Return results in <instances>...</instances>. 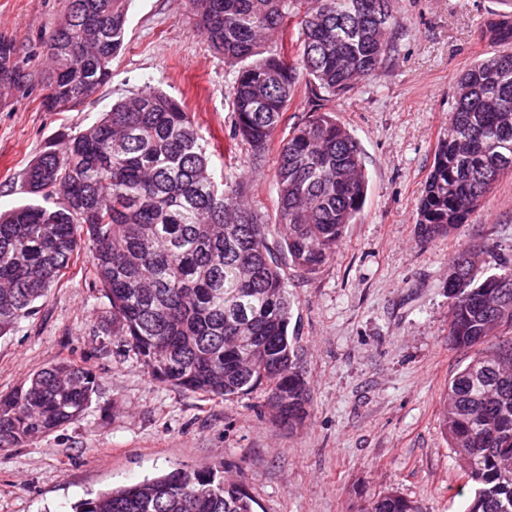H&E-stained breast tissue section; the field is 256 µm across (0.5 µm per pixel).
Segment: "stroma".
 Here are the masks:
<instances>
[{"label": "stroma", "instance_id": "35a3bbf8", "mask_svg": "<svg viewBox=\"0 0 512 512\" xmlns=\"http://www.w3.org/2000/svg\"><path fill=\"white\" fill-rule=\"evenodd\" d=\"M511 8L507 0H392L399 28L390 57L330 104L363 151L365 205L335 255L306 274L281 245L275 178L281 139L308 116L303 88L254 156L229 138L233 74L187 0H130L111 80L85 107L50 112L42 106L45 42L65 0H0V36L17 43L27 74L25 86L0 89V212L26 200L25 172L59 134L78 132L131 93L162 89L213 143L215 175L244 181L249 207L271 226L311 390L309 415L292 430L273 420L264 391L224 401L154 380L101 323L108 301L86 282L81 256L0 335V395L62 359L91 369L98 388L79 419L0 449V512H71L100 491L218 463L225 479L246 476L256 512H363L390 490L423 512H464L466 478L441 406L473 353L448 344V264L472 244L512 259V174L449 236L421 240L416 204L457 78L495 51L480 29Z\"/></svg>", "mask_w": 512, "mask_h": 512}]
</instances>
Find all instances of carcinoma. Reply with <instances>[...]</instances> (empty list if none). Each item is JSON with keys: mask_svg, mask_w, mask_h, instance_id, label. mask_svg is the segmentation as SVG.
I'll return each instance as SVG.
<instances>
[{"mask_svg": "<svg viewBox=\"0 0 512 512\" xmlns=\"http://www.w3.org/2000/svg\"><path fill=\"white\" fill-rule=\"evenodd\" d=\"M129 0H67L46 49L43 107L72 111L106 85L124 47ZM197 24L235 68L232 138L267 148L305 81L309 113L279 145L276 184L282 244L301 271L336 253L363 209L368 178L355 137L326 109L381 67L393 48L391 0H189ZM501 47L457 80L448 129L437 140L417 203L419 237L465 223L512 171V12L480 31ZM24 79L15 41L0 37V86ZM31 198L0 213V334L87 250L88 279L107 298L102 316L154 379L232 400L262 387L274 417L294 427L310 387L288 288L267 224L243 203L237 179L217 181L209 143L191 113L160 89L115 102L50 147L25 176ZM448 341L476 349L448 383L442 416L449 448L475 487L465 512H512V261L484 272L466 248L448 266ZM92 371L60 361L0 397V447L78 419L96 391ZM245 480L224 467L175 469L100 493L74 512H255ZM367 512H422L398 491Z\"/></svg>", "mask_w": 512, "mask_h": 512, "instance_id": "cac0c4a2", "label": "carcinoma"}]
</instances>
